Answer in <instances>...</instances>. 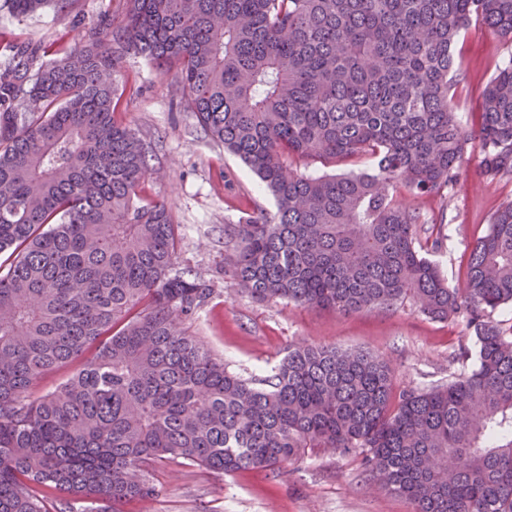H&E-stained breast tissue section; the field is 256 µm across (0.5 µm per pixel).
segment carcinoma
<instances>
[{"mask_svg":"<svg viewBox=\"0 0 512 512\" xmlns=\"http://www.w3.org/2000/svg\"><path fill=\"white\" fill-rule=\"evenodd\" d=\"M5 2L24 18L78 0ZM474 18L512 42V0H120L75 47L0 32V512H46L34 486L107 512L154 496L158 463L231 475L312 448L362 456L415 512H512V329L492 319L512 303V200L456 288L396 194L456 182L470 138L454 45ZM128 56L175 72L184 108L275 198L224 230L251 298L344 314L410 299L465 321L473 367L397 389L368 352L296 346L258 387L189 335L214 289L176 269L180 225L141 196L151 155L117 118ZM479 138L484 175L512 176V64L487 84ZM297 158L372 169L298 174ZM92 350H88L82 356L75 359L73 362L55 369L44 375L36 384L33 389V396H39L54 390L57 386L63 383L73 372L80 367V365L91 357Z\"/></svg>","mask_w":512,"mask_h":512,"instance_id":"carcinoma-1","label":"carcinoma"}]
</instances>
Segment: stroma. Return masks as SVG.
I'll use <instances>...</instances> for the list:
<instances>
[{
	"mask_svg": "<svg viewBox=\"0 0 512 512\" xmlns=\"http://www.w3.org/2000/svg\"><path fill=\"white\" fill-rule=\"evenodd\" d=\"M112 0H79L73 14L44 9L25 20L0 10V30L51 40L65 32L78 42L83 27ZM455 56L458 118L473 134L458 183L446 193L418 197L401 191L404 205L421 213L417 242L450 285L466 281L468 255L493 214L512 200V178L486 179L481 166L478 103L499 68L512 62V43L480 24L470 25ZM127 93L119 119L130 125L152 151V171L143 184L149 199L166 201L181 226L177 265L192 269L214 290L211 302L189 323L188 332L223 358L228 369L262 378L302 344L364 350L386 360L398 387L428 389L467 372L472 359L460 347H473L459 320L435 321L412 301L390 310L339 314L301 308L284 301L258 302L242 292L224 271V227L257 210L274 211L272 196L234 155L224 151L179 102L174 75H157L143 58L123 61L117 75ZM150 479L155 497L114 504V512H414L369 476L354 457L315 448L300 461L272 468H250L232 475L192 461L156 464Z\"/></svg>",
	"mask_w": 512,
	"mask_h": 512,
	"instance_id": "obj_1",
	"label": "stroma"
}]
</instances>
